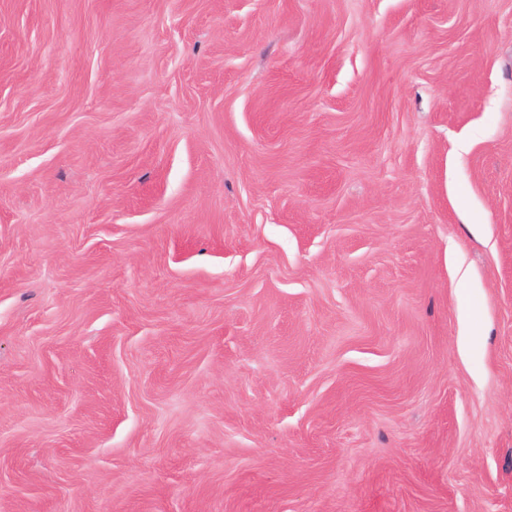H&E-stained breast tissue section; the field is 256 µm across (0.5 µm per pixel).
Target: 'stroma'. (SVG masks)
I'll use <instances>...</instances> for the list:
<instances>
[{
  "label": "stroma",
  "mask_w": 512,
  "mask_h": 512,
  "mask_svg": "<svg viewBox=\"0 0 512 512\" xmlns=\"http://www.w3.org/2000/svg\"><path fill=\"white\" fill-rule=\"evenodd\" d=\"M0 512H512V0H0Z\"/></svg>",
  "instance_id": "obj_1"
}]
</instances>
